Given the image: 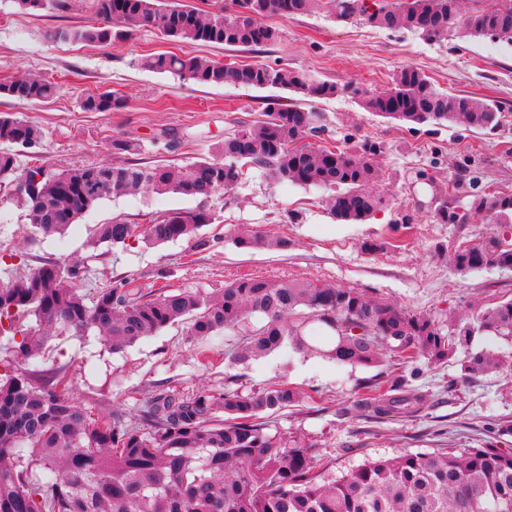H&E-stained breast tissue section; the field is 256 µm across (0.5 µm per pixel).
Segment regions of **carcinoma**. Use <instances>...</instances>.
I'll use <instances>...</instances> for the list:
<instances>
[{
	"label": "carcinoma",
	"instance_id": "carcinoma-1",
	"mask_svg": "<svg viewBox=\"0 0 512 512\" xmlns=\"http://www.w3.org/2000/svg\"><path fill=\"white\" fill-rule=\"evenodd\" d=\"M30 14L59 7L58 0H14ZM233 0L229 14L201 8L196 0H93L95 19L62 28L53 37L105 47L135 27H149L175 45L259 48L278 33L260 22L321 11L346 23L405 30L433 42L453 31L512 44V6L490 3L463 12L460 0ZM138 67L200 84L281 89L311 99L336 96L339 87L304 70L281 64H224L190 52L141 57ZM56 83L27 74L0 82V95L46 102ZM364 108L411 125L460 122L475 130L499 125L498 108L437 89L419 70H398L390 88H358ZM114 92L88 96L83 107L110 112L122 106ZM324 132L320 115L272 99L264 119L242 124L217 147L215 156L181 166L126 163L87 165L61 173L42 166L20 168L17 149L42 145L44 131L12 113H0V186L28 178L14 198L33 236L63 234L109 197L149 189L209 198L248 178L251 170L273 181L326 193L338 221L363 222L386 200L369 189L368 161L380 152L365 142L347 153L314 142ZM448 191L436 209L440 224L475 218L512 223V193H484L466 201ZM139 227L120 218L95 228L97 243L125 246L140 236L150 245L191 239L213 223L206 209L156 212ZM242 248L285 250L288 241L248 229ZM459 271L512 269V241L490 236L455 252ZM0 338L25 363L37 358L47 339L62 332L103 337L112 349L130 346L175 323L186 324L196 342L236 336L224 352L246 364L275 352L314 353L338 365L388 366L361 386L356 407L376 418L413 412L409 394L383 397L407 385L399 370L416 376L421 365L455 362L470 378L495 365L492 354L472 352L477 336L512 341V298L475 319L445 328L390 303L371 301L352 288L319 281L274 283L241 278L216 292L142 293L127 281L99 289L90 298L75 281L79 271L51 258L34 268L25 260L3 269ZM60 372L33 380L12 366L0 373V512H512V448H471L402 454L367 461L329 478L310 447L268 431L265 418L314 400L307 390L274 380L258 390L208 389L190 397L160 392L146 401L140 422L122 414L94 415L70 395Z\"/></svg>",
	"mask_w": 512,
	"mask_h": 512
}]
</instances>
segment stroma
Here are the masks:
<instances>
[{
	"label": "stroma",
	"mask_w": 512,
	"mask_h": 512,
	"mask_svg": "<svg viewBox=\"0 0 512 512\" xmlns=\"http://www.w3.org/2000/svg\"><path fill=\"white\" fill-rule=\"evenodd\" d=\"M92 18V0H60L59 9L35 15L19 11L14 0H0V79L36 72L58 84L56 96L44 103L0 97V113L30 120L45 134L37 153L22 154V165L36 163L53 172L132 161L182 165L212 156L225 136L241 123L261 119L268 100L278 96L320 114L328 128L326 146L349 151L366 139L379 143L374 162L380 177L371 189L388 205L364 222H338L323 192L276 184L255 171L245 183L205 202L151 192L110 197L65 235L34 241L20 209L5 201L0 208L11 210L13 218L9 232L0 235V252L21 254L33 266L45 257L80 264L84 273L77 286L88 296L122 279L145 292L173 293L213 292L249 277L317 280L357 289L443 324L470 319L491 303L512 298V269L462 273L452 263L459 245L478 243L493 231L512 235V224H440L434 218L440 196L454 182H462L469 196L512 192V47L454 34L426 42L406 31L343 23L315 12L288 20L264 17L278 38L257 49L190 48L227 63H279L340 88L329 99L301 100L285 90L201 85L140 69L141 56L171 48L148 28L105 47L54 39L55 30ZM404 67L418 69L440 90L496 104L505 112L502 126L492 131L459 125L412 128L367 112L350 92L354 86L384 91ZM104 91L118 92L124 106L111 112L84 109L88 94ZM116 139L136 141L141 150H116ZM201 208L216 220L205 227L208 243L200 248L190 240L153 246L139 238L117 248L90 244L94 225L116 217L138 224L150 212ZM244 228L263 229L288 239L290 246L284 251L240 248L234 238ZM371 240L383 243V250L365 252L363 244ZM475 346L491 349L500 367L467 381L459 379L455 364L425 367L410 382L418 397L416 412L385 419L362 410L342 412L375 368L294 357L285 381L317 390L320 397L270 415L268 425L271 432L312 446L331 477L405 453L512 448V434L497 432L501 424L512 425V343L481 337ZM200 349L181 324L117 351L92 335L82 340L63 334L51 337L43 356L25 369L41 377L63 369L76 402L96 414L121 411L130 419L141 401L161 391L186 397L223 388L225 378L234 375L254 389L276 374L273 356L230 365L224 361L223 341L217 340L208 345L213 364L207 367Z\"/></svg>",
	"instance_id": "35a3bbf8"
}]
</instances>
